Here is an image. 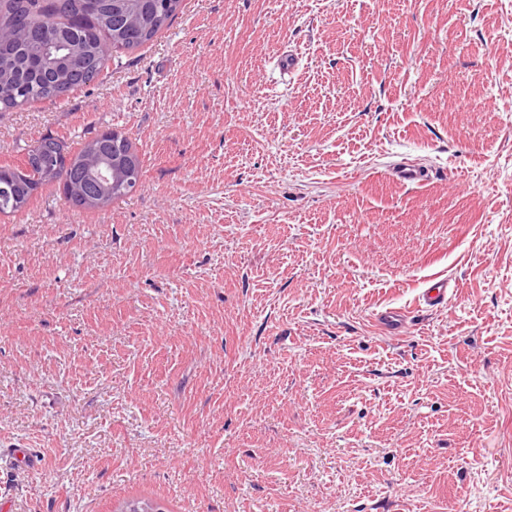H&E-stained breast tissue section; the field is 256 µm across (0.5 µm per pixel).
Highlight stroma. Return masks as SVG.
Returning <instances> with one entry per match:
<instances>
[{
	"label": "stroma",
	"instance_id": "1",
	"mask_svg": "<svg viewBox=\"0 0 512 512\" xmlns=\"http://www.w3.org/2000/svg\"><path fill=\"white\" fill-rule=\"evenodd\" d=\"M104 131L136 192L0 214V512H512V0H181L0 161ZM430 169L412 162H404L392 168L391 174L397 180L416 185L425 184L430 174ZM455 293V284L451 279L440 276L431 278L418 297L419 307L428 311L446 307ZM0 455L5 456L11 471L39 469L43 461L32 448H6L1 450Z\"/></svg>",
	"mask_w": 512,
	"mask_h": 512
}]
</instances>
